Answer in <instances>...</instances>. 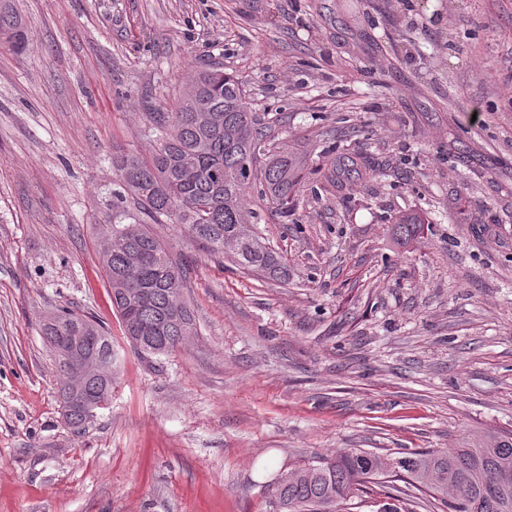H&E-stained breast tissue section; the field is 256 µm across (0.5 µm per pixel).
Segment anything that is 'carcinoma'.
Listing matches in <instances>:
<instances>
[{
	"instance_id": "1",
	"label": "carcinoma",
	"mask_w": 512,
	"mask_h": 512,
	"mask_svg": "<svg viewBox=\"0 0 512 512\" xmlns=\"http://www.w3.org/2000/svg\"><path fill=\"white\" fill-rule=\"evenodd\" d=\"M0 43L25 44L21 18L0 0ZM155 135L149 155L112 157L120 210L102 225L99 255L124 337L169 355L197 332L183 298L187 273L150 229L180 224L206 250L242 269L288 283L292 271L281 253L256 231L250 190L288 209L306 174L307 156L276 142L248 102L241 79L213 66L192 72L170 112L144 113ZM398 249L416 246L422 219L404 214L391 224ZM41 332L60 382L62 416L80 431L87 409L112 396L116 373L111 332L89 313L60 310L43 318ZM78 354L99 363L75 392L68 364ZM403 481L443 507V512H512V430L469 434L457 448L396 455L365 449L303 462L272 482L270 512H338L369 485Z\"/></svg>"
}]
</instances>
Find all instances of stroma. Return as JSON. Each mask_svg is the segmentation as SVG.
<instances>
[{"mask_svg":"<svg viewBox=\"0 0 512 512\" xmlns=\"http://www.w3.org/2000/svg\"><path fill=\"white\" fill-rule=\"evenodd\" d=\"M0 44V512H269L280 469L341 448L446 449L512 430V0H12ZM239 74L303 150L290 213L257 228L277 284L153 230L188 270L197 333L123 340L98 253L112 156L189 69ZM371 168L330 187V147ZM429 212L413 250L388 219ZM111 331L112 399L60 416L41 321ZM0 43L13 49L25 46L24 26L11 1H0Z\"/></svg>","mask_w":512,"mask_h":512,"instance_id":"stroma-1","label":"stroma"}]
</instances>
